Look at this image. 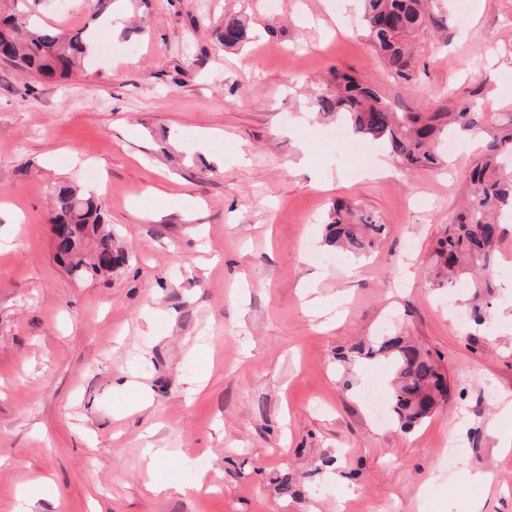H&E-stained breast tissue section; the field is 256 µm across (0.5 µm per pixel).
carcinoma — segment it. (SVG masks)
I'll use <instances>...</instances> for the list:
<instances>
[{
    "label": "carcinoma",
    "mask_w": 512,
    "mask_h": 512,
    "mask_svg": "<svg viewBox=\"0 0 512 512\" xmlns=\"http://www.w3.org/2000/svg\"><path fill=\"white\" fill-rule=\"evenodd\" d=\"M363 31L391 77L411 83L416 74L412 45L426 25L437 24L432 0H361ZM249 40L246 24L224 18L219 41L226 49ZM95 48L85 29L62 32L23 18L0 21V59L41 78H69ZM317 112L336 120L347 134L380 140L400 167L444 165L438 144L450 134L459 137L484 133L485 151L469 175L467 200L446 225L433 251L429 285L439 291L460 288L470 295L471 317L491 326L498 288L495 255L502 238L503 214L512 211V120L487 130L482 125L483 86L455 97L449 108L431 112H395L369 83L336 69L330 86L313 98ZM53 222L70 224V232L56 242V259L78 277L107 274L127 260L114 248L112 230L106 228L101 201L76 186L61 183L52 192ZM386 224L356 204L338 201L325 223L324 244L359 258L386 238ZM363 359L383 357L393 379L388 393L390 412L407 430L431 416L448 399V377L430 351L403 336L375 334L352 348Z\"/></svg>",
    "instance_id": "carcinoma-1"
}]
</instances>
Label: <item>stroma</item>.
<instances>
[{
  "instance_id": "obj_1",
  "label": "stroma",
  "mask_w": 512,
  "mask_h": 512,
  "mask_svg": "<svg viewBox=\"0 0 512 512\" xmlns=\"http://www.w3.org/2000/svg\"><path fill=\"white\" fill-rule=\"evenodd\" d=\"M116 8L139 24L136 55L113 39L58 82L0 61V512H21L40 479L33 512H512V290L486 328L426 279L475 151L448 172L401 170L365 140L362 169L310 107L336 68L421 112L481 80L484 125H498L512 117L496 54L512 0H469L464 22L439 0L444 27L417 37L410 85L385 72L356 0ZM228 12L254 33L238 50L212 34ZM7 15L95 25L93 0H0ZM61 181L103 201L130 254L107 279L54 258ZM338 198L387 224L370 258L325 246ZM385 323L450 386L404 431L365 399H385L389 366L346 359ZM148 446L165 451L152 468ZM171 473L178 489L147 490Z\"/></svg>"
}]
</instances>
